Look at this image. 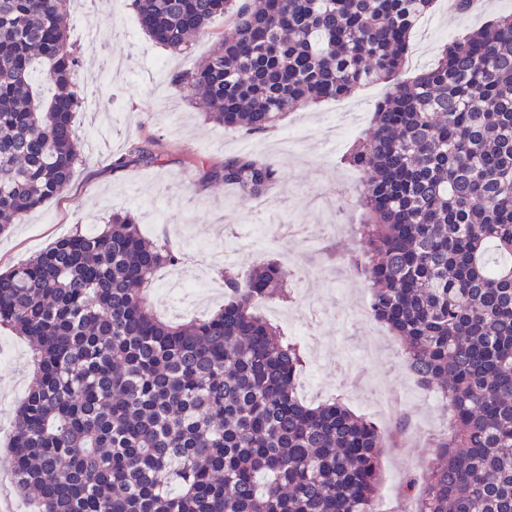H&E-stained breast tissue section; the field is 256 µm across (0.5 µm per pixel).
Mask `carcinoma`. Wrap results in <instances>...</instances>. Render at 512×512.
I'll list each match as a JSON object with an SVG mask.
<instances>
[{
  "label": "carcinoma",
  "mask_w": 512,
  "mask_h": 512,
  "mask_svg": "<svg viewBox=\"0 0 512 512\" xmlns=\"http://www.w3.org/2000/svg\"><path fill=\"white\" fill-rule=\"evenodd\" d=\"M71 0H0V233L59 196L80 156ZM434 0H133L154 42L221 37L186 84L228 130L392 81L369 136L355 267L369 312L448 403V431L407 488L418 512H512V13L399 79ZM157 157L130 143L117 169ZM201 181L260 197L275 164L202 163ZM128 212L0 273V326L33 347L11 471L37 512H374L385 432L338 401L297 394L299 345L254 307L288 294L276 261L224 278V306L161 320L145 294L178 264Z\"/></svg>",
  "instance_id": "carcinoma-1"
}]
</instances>
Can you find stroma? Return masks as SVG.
<instances>
[{"mask_svg":"<svg viewBox=\"0 0 512 512\" xmlns=\"http://www.w3.org/2000/svg\"><path fill=\"white\" fill-rule=\"evenodd\" d=\"M511 12L512 0H485L483 12L470 14L449 9L448 0H436L411 34L401 79H412L434 63L441 46L458 35ZM68 18L71 41L84 44L86 27H93L96 49L111 60L112 102L94 113L79 112L81 159L73 177L59 197L0 234V272L77 230L102 227L112 212L128 211L146 237L168 239L182 253L184 270L203 271L212 287L210 299L172 306L162 300L164 276L156 274L152 297L164 319L195 320L223 305L218 268L202 269L195 254L207 246L223 248L228 236L237 238L242 254L230 271L244 275L274 259L291 274L305 275L303 292L277 303L275 319L284 334L290 323H301L305 336L325 348L319 382L299 381L298 392L311 405L340 399L355 415L384 430L407 417L406 431L390 439L382 453L379 491L394 512H413L404 482L433 457L432 442L448 426V407L407 370L402 344L384 323L356 322L370 296L367 281L349 264L350 255L361 248L356 233L361 210L357 193L336 192L340 183L363 180L342 158L368 134L375 104L387 95L388 83L289 111L276 128L247 135L209 120L175 82L206 60L217 34L229 33L224 21L214 23L213 36L173 51L142 33L131 0H72ZM339 112L358 113L359 119L344 140L326 142L322 129ZM147 137L155 139L160 163L113 169L114 157L131 140ZM239 154L269 158L278 169L264 211H256L253 200L233 187L199 180L198 161L220 163ZM286 224L305 225L313 246L284 238L280 228ZM305 300L317 309L316 322L304 321L300 305ZM29 351L26 338L0 328V474L10 469L12 419L31 384Z\"/></svg>","mask_w":512,"mask_h":512,"instance_id":"obj_1","label":"stroma"}]
</instances>
